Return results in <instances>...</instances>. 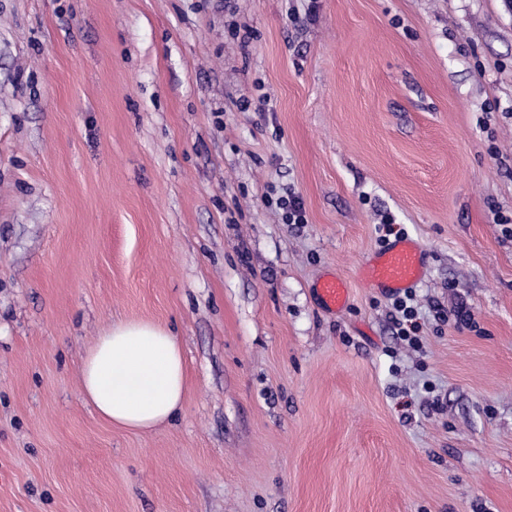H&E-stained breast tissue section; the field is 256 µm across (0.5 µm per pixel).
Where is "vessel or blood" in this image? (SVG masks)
<instances>
[{"label": "vessel or blood", "instance_id": "b4317fda", "mask_svg": "<svg viewBox=\"0 0 512 512\" xmlns=\"http://www.w3.org/2000/svg\"><path fill=\"white\" fill-rule=\"evenodd\" d=\"M424 251L410 239H396L380 250L368 265V277L373 285L389 292L413 287L422 277ZM319 293L329 309L344 307L347 293L342 282L329 277L321 281Z\"/></svg>", "mask_w": 512, "mask_h": 512}]
</instances>
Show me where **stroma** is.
<instances>
[{
    "label": "stroma",
    "instance_id": "1",
    "mask_svg": "<svg viewBox=\"0 0 512 512\" xmlns=\"http://www.w3.org/2000/svg\"><path fill=\"white\" fill-rule=\"evenodd\" d=\"M131 319L138 433L80 393ZM0 512H512V0H0ZM277 205L284 211L287 224L305 223V212L299 197L294 193H288V197L281 196L277 199ZM424 251L410 239H395L380 250L368 265L373 285L387 292L413 287L422 277ZM318 289L323 303L329 309L338 310L344 307L347 298L346 288L336 277L324 279ZM413 299L412 294L405 298H397L393 306L395 312L399 314V317L395 315L396 325L399 329L397 335L401 340L407 341L410 346L415 347L419 344L418 336L421 325L418 322L417 309L407 303V300L412 301ZM186 389L184 357L171 329L148 320L113 324L81 366V394L99 418L148 431L175 417Z\"/></svg>",
    "mask_w": 512,
    "mask_h": 512
}]
</instances>
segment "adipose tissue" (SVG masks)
Instances as JSON below:
<instances>
[{"label": "adipose tissue", "mask_w": 512, "mask_h": 512, "mask_svg": "<svg viewBox=\"0 0 512 512\" xmlns=\"http://www.w3.org/2000/svg\"><path fill=\"white\" fill-rule=\"evenodd\" d=\"M186 389L184 357L171 329L148 320L113 324L81 366V394L110 425L148 431L175 417Z\"/></svg>", "instance_id": "1"}]
</instances>
